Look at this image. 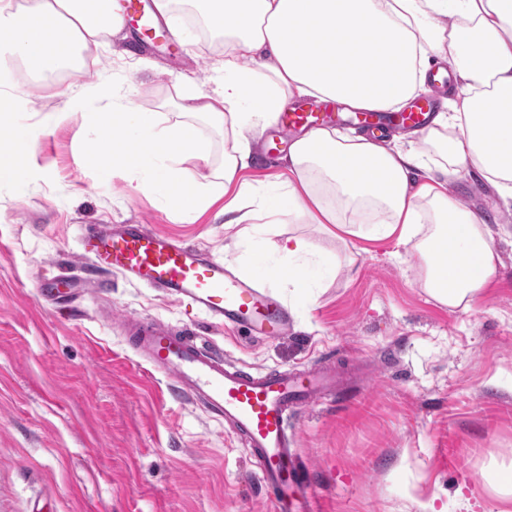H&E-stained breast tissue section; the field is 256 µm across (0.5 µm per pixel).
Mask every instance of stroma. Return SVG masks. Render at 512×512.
Segmentation results:
<instances>
[{
    "label": "stroma",
    "mask_w": 512,
    "mask_h": 512,
    "mask_svg": "<svg viewBox=\"0 0 512 512\" xmlns=\"http://www.w3.org/2000/svg\"><path fill=\"white\" fill-rule=\"evenodd\" d=\"M177 49L121 40L77 76L17 75L30 108L16 124L38 125L62 107V83L113 95L170 115L178 81L211 91L221 49L178 37ZM81 114L40 128L32 147L36 179L26 192L0 185V512H266V491L241 441L200 408L172 394L128 345L120 318L194 331L250 371L335 365L348 380L298 410L295 452L320 512H416L435 499L446 512H497L490 470L512 462V240L495 243L493 283L467 311L432 299L411 245L367 243L354 267L295 295L269 277L289 232L336 256L332 238L305 224H272L245 238L225 230L215 208L182 221L143 193L127 165L98 176V150ZM466 207L489 212L493 189L477 172L450 188ZM139 220L174 239L231 259L236 273L265 288L292 315L288 336L266 341L212 325L203 313L154 289L113 277L105 300H44L45 275L80 264L85 230Z\"/></svg>",
    "instance_id": "35a3bbf8"
}]
</instances>
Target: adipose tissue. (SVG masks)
Segmentation results:
<instances>
[{
	"label": "adipose tissue",
	"instance_id": "1",
	"mask_svg": "<svg viewBox=\"0 0 512 512\" xmlns=\"http://www.w3.org/2000/svg\"><path fill=\"white\" fill-rule=\"evenodd\" d=\"M188 4L224 36L220 84L211 93L186 79L177 86V118L121 101L105 112L93 93H65L62 108L43 125L81 113L107 147L99 167L134 157L143 192L171 201L191 218L210 197L227 195L225 228L241 224H312L342 244L392 240L419 258L429 295L449 308H470L497 272L496 239L512 227L490 224L449 193L475 168L502 202H512V0H158L164 16ZM125 27L117 0H0V49L30 69L52 75L87 67L89 51ZM446 64L457 84L448 109L409 145L317 129L297 137L284 158L282 183L237 184L252 166L244 128L264 130L289 101L319 95L360 111H391L426 91L432 64ZM0 113L10 147L0 146V184L26 180L34 133L15 125L29 106L9 73H0ZM495 99L486 112L481 101ZM204 118L224 135V157L204 180L188 179L186 158L209 162L208 143L193 132ZM178 196H171L174 186ZM274 277L296 292L306 271L336 262L318 256L308 237L292 234L279 247Z\"/></svg>",
	"mask_w": 512,
	"mask_h": 512
}]
</instances>
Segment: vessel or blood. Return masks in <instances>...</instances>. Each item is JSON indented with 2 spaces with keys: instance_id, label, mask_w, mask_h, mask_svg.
<instances>
[{
  "instance_id": "1",
  "label": "vessel or blood",
  "mask_w": 512,
  "mask_h": 512,
  "mask_svg": "<svg viewBox=\"0 0 512 512\" xmlns=\"http://www.w3.org/2000/svg\"><path fill=\"white\" fill-rule=\"evenodd\" d=\"M126 21L143 40L168 39L154 0H120ZM433 117L431 101L415 104L408 112L357 113L366 127L392 125L397 132L427 127ZM338 114L312 102L280 113V141L297 133L337 124ZM82 258L160 291L166 299L201 310L216 324L247 327L256 336L274 340L288 335L292 320L286 307L254 282L235 275L230 259L176 241L145 224H115L89 231ZM79 291L74 275L62 272L50 278L51 298ZM130 344L154 371L171 380L179 394L221 420L247 448L261 483L267 488L268 512H318L293 449L290 425L294 409L335 392V366L322 364L308 370L250 372L227 356L199 343L194 332L179 333L157 323H126Z\"/></svg>"
}]
</instances>
